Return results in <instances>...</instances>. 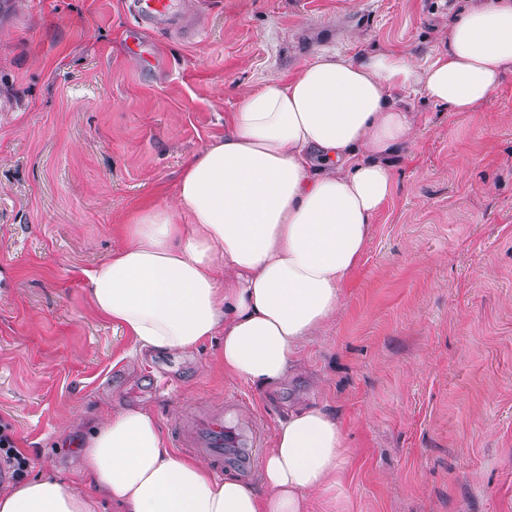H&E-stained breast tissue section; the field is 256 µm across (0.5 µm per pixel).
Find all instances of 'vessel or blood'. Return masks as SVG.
<instances>
[{
  "label": "vessel or blood",
  "instance_id": "b4317fda",
  "mask_svg": "<svg viewBox=\"0 0 512 512\" xmlns=\"http://www.w3.org/2000/svg\"><path fill=\"white\" fill-rule=\"evenodd\" d=\"M128 6L139 23L147 28H163L180 14L179 0H129ZM258 428L245 426L227 430L223 411L180 421L172 432L174 447L208 461L215 476L232 474L252 483L254 474L250 446L258 438Z\"/></svg>",
  "mask_w": 512,
  "mask_h": 512
}]
</instances>
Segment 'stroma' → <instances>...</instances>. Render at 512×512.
<instances>
[{"mask_svg":"<svg viewBox=\"0 0 512 512\" xmlns=\"http://www.w3.org/2000/svg\"><path fill=\"white\" fill-rule=\"evenodd\" d=\"M122 2L0 11V421L27 477L70 483L61 432L103 409L149 407L168 433L232 393L268 444L297 404L339 416L349 462L314 512H512V74L473 112L403 93L422 122L393 196L281 388L226 375L212 341L130 355L86 292L243 92L327 52L430 62L461 0H188L190 43Z\"/></svg>","mask_w":512,"mask_h":512,"instance_id":"obj_1","label":"stroma"}]
</instances>
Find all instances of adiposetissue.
Returning <instances> with one entry per match:
<instances>
[{"label": "adipose tissue", "mask_w": 512, "mask_h": 512, "mask_svg": "<svg viewBox=\"0 0 512 512\" xmlns=\"http://www.w3.org/2000/svg\"><path fill=\"white\" fill-rule=\"evenodd\" d=\"M512 73V0H469L425 65L401 52L324 53L243 94L222 139L193 156L174 203L142 209L87 273L93 307L142 353L221 339L226 374L279 388L294 354L341 308L391 198V158L420 113L403 91L471 112ZM72 486L43 473L0 487V512H313L348 463L333 412L279 422L258 485L175 454L146 408L96 420Z\"/></svg>", "instance_id": "obj_1"}]
</instances>
